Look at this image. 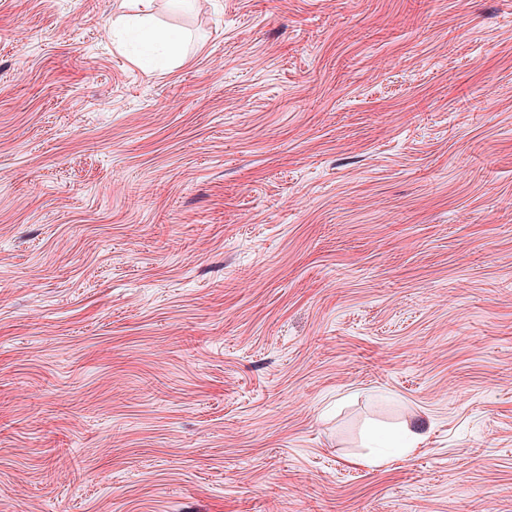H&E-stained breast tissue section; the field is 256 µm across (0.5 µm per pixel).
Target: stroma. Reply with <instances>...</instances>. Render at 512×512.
Wrapping results in <instances>:
<instances>
[{
	"mask_svg": "<svg viewBox=\"0 0 512 512\" xmlns=\"http://www.w3.org/2000/svg\"><path fill=\"white\" fill-rule=\"evenodd\" d=\"M145 6L0 0V512H512V0ZM143 13L120 18L121 45L124 48L128 45L131 58L144 67H173L181 60L182 34L175 29L157 26L148 12Z\"/></svg>",
	"mask_w": 512,
	"mask_h": 512,
	"instance_id": "stroma-1",
	"label": "stroma"
}]
</instances>
